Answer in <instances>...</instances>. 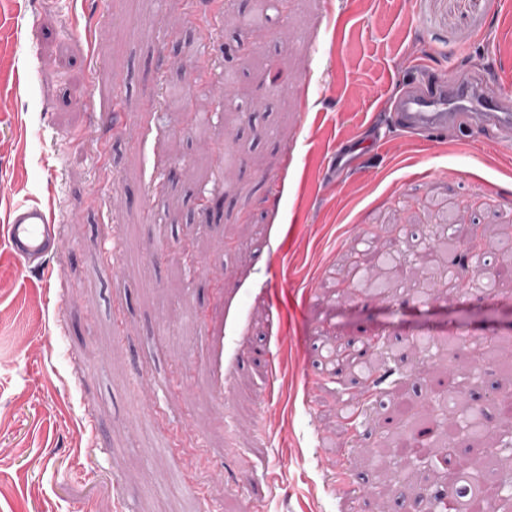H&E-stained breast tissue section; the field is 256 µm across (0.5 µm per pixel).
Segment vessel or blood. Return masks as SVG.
<instances>
[{
  "label": "vessel or blood",
  "mask_w": 512,
  "mask_h": 512,
  "mask_svg": "<svg viewBox=\"0 0 512 512\" xmlns=\"http://www.w3.org/2000/svg\"><path fill=\"white\" fill-rule=\"evenodd\" d=\"M391 110L404 130L437 133L450 125L496 128L512 140V98L497 92L485 79L469 78L456 69L441 76L432 91L395 98ZM55 214L35 202L17 203L0 225V243L24 267L42 266L61 239Z\"/></svg>",
  "instance_id": "1"
}]
</instances>
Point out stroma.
I'll list each match as a JSON object with an SVG mask.
<instances>
[{
    "label": "stroma",
    "instance_id": "1",
    "mask_svg": "<svg viewBox=\"0 0 512 512\" xmlns=\"http://www.w3.org/2000/svg\"><path fill=\"white\" fill-rule=\"evenodd\" d=\"M239 10L0 0V223L33 199L64 227L43 275L0 244V512H428L424 480L383 484L355 454L383 436L391 384L349 422L366 384L321 356L380 336L407 374L415 337L512 336L504 300L334 287L365 230L407 252L441 209L512 225L496 129L430 139L389 110L454 65L512 93V13L288 0L275 30L244 32ZM228 69L243 77L231 101Z\"/></svg>",
    "mask_w": 512,
    "mask_h": 512
}]
</instances>
